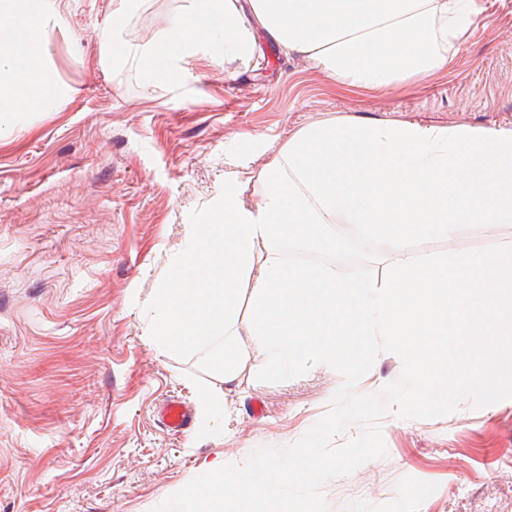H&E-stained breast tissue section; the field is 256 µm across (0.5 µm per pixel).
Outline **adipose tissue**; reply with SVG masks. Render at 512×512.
Masks as SVG:
<instances>
[{
    "label": "adipose tissue",
    "mask_w": 512,
    "mask_h": 512,
    "mask_svg": "<svg viewBox=\"0 0 512 512\" xmlns=\"http://www.w3.org/2000/svg\"><path fill=\"white\" fill-rule=\"evenodd\" d=\"M482 0H192L141 59L146 87L176 85L190 60L251 56L267 36L343 85L381 90L444 70L483 14ZM53 0H0V116L65 95L40 61Z\"/></svg>",
    "instance_id": "ef3b65f1"
}]
</instances>
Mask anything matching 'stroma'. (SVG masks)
Segmentation results:
<instances>
[{"label":"stroma","instance_id":"35a3bbf8","mask_svg":"<svg viewBox=\"0 0 512 512\" xmlns=\"http://www.w3.org/2000/svg\"><path fill=\"white\" fill-rule=\"evenodd\" d=\"M185 0H146L113 28L119 0H56L45 66L66 98L0 123V512H154L199 465L298 442L344 382L318 364L251 381L224 401L223 432L201 436L198 358L159 354L145 307L192 211L224 174L257 173L298 128L357 114L444 126L512 124V0L451 53L446 70L366 91L259 39L250 61L191 63L181 85L146 89L138 51ZM131 47L99 63L102 36ZM512 242L464 228L459 252ZM190 407L188 434L157 417ZM387 455L325 483L329 512H512V398L460 401L433 419L382 420Z\"/></svg>","mask_w":512,"mask_h":512}]
</instances>
